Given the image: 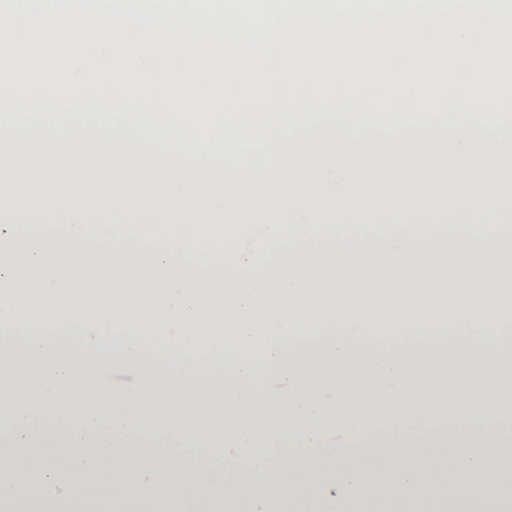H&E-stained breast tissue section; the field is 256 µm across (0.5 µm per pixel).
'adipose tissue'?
I'll return each mask as SVG.
<instances>
[{
	"label": "adipose tissue",
	"instance_id": "1",
	"mask_svg": "<svg viewBox=\"0 0 512 512\" xmlns=\"http://www.w3.org/2000/svg\"><path fill=\"white\" fill-rule=\"evenodd\" d=\"M86 247H25L0 263V512H22L15 483L73 475L77 495L40 512H512L498 455L512 436L426 433L376 447L371 420L399 428L449 408L469 420L512 410V296L415 295L368 267L234 251L132 249L78 274ZM113 345L117 362L161 363L150 408L102 391L82 366ZM288 378L266 395L257 366ZM67 422L36 432L34 416ZM77 427H70V420ZM166 437L156 448L135 431ZM221 437L218 468L190 448ZM317 453L307 463L303 449ZM263 475L243 483L241 461Z\"/></svg>",
	"mask_w": 512,
	"mask_h": 512
}]
</instances>
